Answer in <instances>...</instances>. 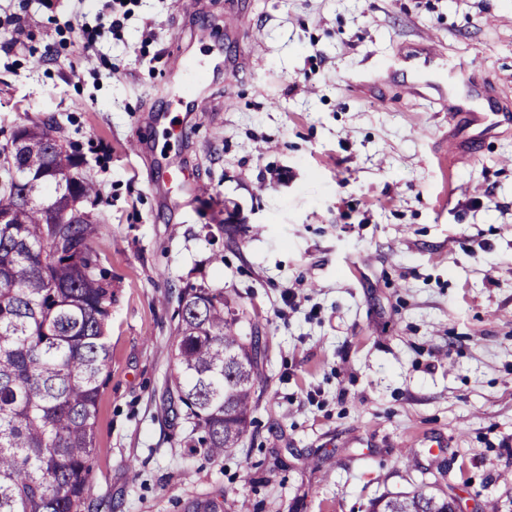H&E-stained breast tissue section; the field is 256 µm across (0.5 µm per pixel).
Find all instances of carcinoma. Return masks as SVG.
I'll return each instance as SVG.
<instances>
[{
    "mask_svg": "<svg viewBox=\"0 0 512 512\" xmlns=\"http://www.w3.org/2000/svg\"><path fill=\"white\" fill-rule=\"evenodd\" d=\"M46 122L18 127L0 155V512H81L94 484L98 402L110 352L112 281L96 245L98 202L82 158L49 138ZM70 198L73 223L52 213ZM171 388L193 454L240 447L258 402L260 337L244 336L224 291L183 288ZM369 512H453L448 494L419 487L373 500Z\"/></svg>",
    "mask_w": 512,
    "mask_h": 512,
    "instance_id": "cac0c4a2",
    "label": "carcinoma"
}]
</instances>
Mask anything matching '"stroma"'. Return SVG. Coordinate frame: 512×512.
Returning a JSON list of instances; mask_svg holds the SVG:
<instances>
[{
  "instance_id": "35a3bbf8",
  "label": "stroma",
  "mask_w": 512,
  "mask_h": 512,
  "mask_svg": "<svg viewBox=\"0 0 512 512\" xmlns=\"http://www.w3.org/2000/svg\"><path fill=\"white\" fill-rule=\"evenodd\" d=\"M242 4L238 35L226 15ZM0 0V146L47 118L78 152L112 276L83 512H367L438 482L512 512V130L448 155V115L360 79L433 34L512 98V0ZM206 112L170 107L211 64ZM197 191L175 194L159 161ZM223 289L260 338L241 448L190 454L177 293Z\"/></svg>"
}]
</instances>
